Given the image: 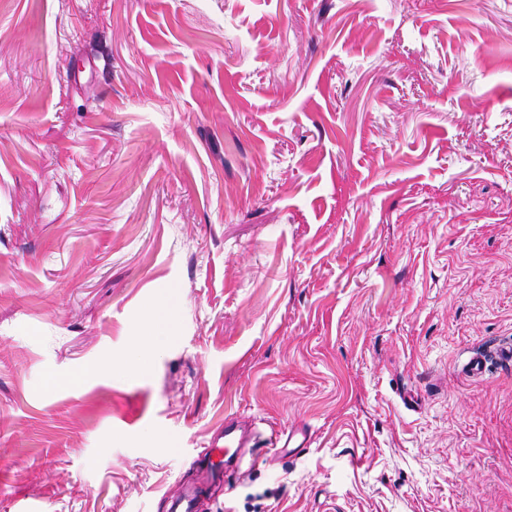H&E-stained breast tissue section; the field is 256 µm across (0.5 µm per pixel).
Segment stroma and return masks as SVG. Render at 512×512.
Instances as JSON below:
<instances>
[{
    "label": "stroma",
    "mask_w": 512,
    "mask_h": 512,
    "mask_svg": "<svg viewBox=\"0 0 512 512\" xmlns=\"http://www.w3.org/2000/svg\"><path fill=\"white\" fill-rule=\"evenodd\" d=\"M507 342L512 0H0V512H512ZM149 326L150 331L148 333L134 336V346L139 352L142 353L141 359L137 365V370L139 373L145 372L149 367L144 352L157 349L164 338L159 325L151 324ZM300 434L303 439L298 442L296 436ZM217 438L211 445L210 453L205 457H219L224 452V465L233 467L235 470H241V475H246L253 470L260 460V454L257 450L263 448H305L307 435L300 428L290 431L284 440L282 435L270 432L268 436L263 437L262 433L256 430L255 422L252 420H225L224 423V448H221ZM263 444L259 445L260 442ZM241 448H256V454L253 450L246 454L241 452Z\"/></svg>",
    "instance_id": "1"
}]
</instances>
